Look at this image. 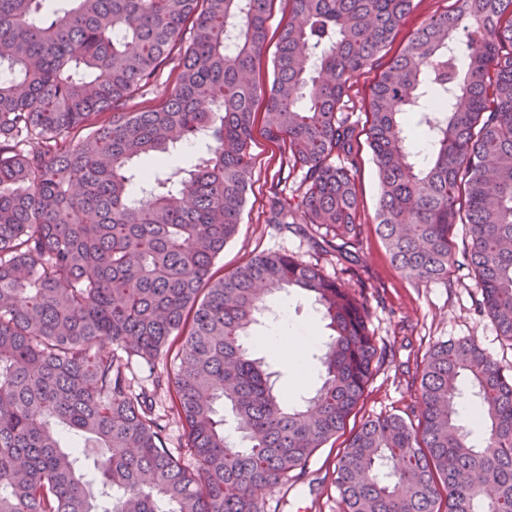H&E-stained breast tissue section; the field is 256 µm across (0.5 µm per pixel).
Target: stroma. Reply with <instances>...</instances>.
I'll return each mask as SVG.
<instances>
[{
  "instance_id": "stroma-1",
  "label": "stroma",
  "mask_w": 512,
  "mask_h": 512,
  "mask_svg": "<svg viewBox=\"0 0 512 512\" xmlns=\"http://www.w3.org/2000/svg\"><path fill=\"white\" fill-rule=\"evenodd\" d=\"M415 9L406 18L393 42L377 61L360 71L352 80L348 105L353 119L364 120L368 110L370 87L384 64L406 44L410 34L428 18L452 10L455 0H414ZM256 162L251 177L248 200L240 229L213 270L224 274L251 257L270 252L289 253L300 260L318 265L324 274L355 291L369 309V329L385 350L365 389L360 407L350 419L358 424L362 418L387 414H404L418 409V374L428 351L437 343L474 340L503 368L512 372V344L503 340L486 313L480 311L479 290L472 276L460 270L451 274L448 283L426 284L398 270L391 262L384 241L375 231L378 208L376 167L367 144L359 146V170L355 181L360 203L359 242L350 255L328 253L329 231L319 229L303 235L292 230H277L268 224V197L273 181L280 175L285 160L283 147L257 138ZM271 312L253 329V347L266 357L279 373L280 389L289 390L294 374L288 364L264 347L263 338L288 324L293 334L307 346V376L300 387L289 390V404L302 403L314 395L321 384V367L316 359L328 340L319 309L309 297L281 293L269 301ZM287 319H280V311ZM340 440H330L310 459L306 471L290 479L266 497L267 512H339L333 472Z\"/></svg>"
}]
</instances>
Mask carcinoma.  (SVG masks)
Listing matches in <instances>:
<instances>
[{"mask_svg": "<svg viewBox=\"0 0 512 512\" xmlns=\"http://www.w3.org/2000/svg\"><path fill=\"white\" fill-rule=\"evenodd\" d=\"M288 3L272 32L271 0H0V512H263L344 434L340 512H512V373L478 344L433 346L417 418L369 417L347 434L381 357L367 305L287 253L212 271L241 224L259 116L305 187L293 204L271 185L267 223L286 229L299 212L340 256L358 242L348 90L414 0ZM456 3L370 88L376 231L421 282L467 269L512 343V0ZM273 38L261 88L251 75ZM167 63L163 101L131 106ZM187 138L207 152L170 165ZM290 288L332 331L322 384L296 408L252 357L266 298ZM162 356L174 377L156 371ZM136 365L169 395L196 472L165 446ZM464 375L479 447L458 419Z\"/></svg>", "mask_w": 512, "mask_h": 512, "instance_id": "carcinoma-1", "label": "carcinoma"}]
</instances>
